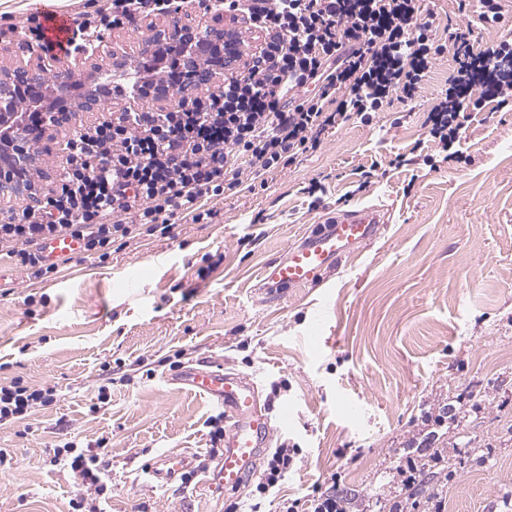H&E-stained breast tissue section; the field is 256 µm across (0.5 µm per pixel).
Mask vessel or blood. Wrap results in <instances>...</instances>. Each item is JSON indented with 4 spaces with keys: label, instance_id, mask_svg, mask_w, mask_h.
<instances>
[{
    "label": "vessel or blood",
    "instance_id": "vessel-or-blood-1",
    "mask_svg": "<svg viewBox=\"0 0 512 512\" xmlns=\"http://www.w3.org/2000/svg\"><path fill=\"white\" fill-rule=\"evenodd\" d=\"M45 35L53 43L66 42L70 22L61 15L45 13ZM383 222L379 209L355 207L337 213L328 223L317 225L300 243L289 248L281 260L267 264L259 282L264 294L282 288L310 287L322 274L342 259L350 258L374 240ZM81 251L78 240L59 237L43 245L48 261L74 258ZM180 388L203 393L224 411V453L217 465L206 470L201 487L217 486L238 491L253 472L260 450L266 447L277 427L287 425L288 412L261 405L257 384L248 377L225 371L223 365L196 363L184 366L172 379ZM191 466L190 456L179 450L167 451L147 462L145 478L165 486L184 476Z\"/></svg>",
    "mask_w": 512,
    "mask_h": 512
}]
</instances>
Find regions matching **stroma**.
Segmentation results:
<instances>
[{
	"label": "stroma",
	"mask_w": 512,
	"mask_h": 512,
	"mask_svg": "<svg viewBox=\"0 0 512 512\" xmlns=\"http://www.w3.org/2000/svg\"><path fill=\"white\" fill-rule=\"evenodd\" d=\"M440 29L468 26L476 47L500 37L458 0H420ZM452 70L436 61L415 98L372 123L329 128L321 147L264 189L226 194L206 224L73 259L35 279L0 260V384L50 386L56 402L0 426V512H68L81 491L50 465L55 446L108 438L106 512H280L283 500L337 486L352 512H388L394 468L415 453L425 412L457 423L440 452L451 476L427 478L445 512H505L512 497V109L487 104L463 130L462 160L444 161L429 114ZM404 165H395L396 155ZM381 208L376 239L315 287L262 298L255 279L314 225L353 207ZM136 287H128V279ZM250 377L291 420L272 447L296 454L262 496L160 488L140 469L178 449L210 457L221 411L168 385L170 359Z\"/></svg>",
	"instance_id": "35a3bbf8"
}]
</instances>
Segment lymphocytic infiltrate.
I'll return each mask as SVG.
<instances>
[{
  "label": "lymphocytic infiltrate",
  "mask_w": 512,
  "mask_h": 512,
  "mask_svg": "<svg viewBox=\"0 0 512 512\" xmlns=\"http://www.w3.org/2000/svg\"><path fill=\"white\" fill-rule=\"evenodd\" d=\"M220 2L263 35L246 69L170 108H129L76 130L65 144L55 196L0 222V259L44 279L58 271L37 250L48 239L75 238L86 258L103 262L115 242L171 237L176 220L201 223L226 192L254 193L279 168L316 152L327 128L354 118L369 123L392 101H412L444 54L455 66L444 102L430 114L440 151L459 147L469 112L491 100L512 105V36L479 51L468 27L438 39L432 21L419 20L416 0ZM181 7V0H108L104 6L90 0L71 20L70 49L89 46L101 31ZM477 86L483 93L475 98ZM55 400L52 388L18 380L0 385V425ZM107 445L100 439L92 452L69 442L50 463L101 496Z\"/></svg>",
  "instance_id": "1"
}]
</instances>
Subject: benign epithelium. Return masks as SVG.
<instances>
[{
  "mask_svg": "<svg viewBox=\"0 0 512 512\" xmlns=\"http://www.w3.org/2000/svg\"><path fill=\"white\" fill-rule=\"evenodd\" d=\"M238 30V21L230 15L216 13L212 20L195 25L173 21L172 25L158 29L154 35L139 44L137 52L130 54L118 51L112 43L102 40L93 47L92 53L80 54L71 59L67 56L43 54L35 62H21L7 73L0 74V200H18L35 205L41 201L35 184L29 177V169L35 163L34 145L41 141L49 130L71 128L74 109L65 103L67 80L61 78L56 86L57 108L41 113L35 131L27 133L26 123L17 119L14 108L18 98L32 102L43 98L50 87L48 75L74 61L90 64L89 79L102 82L104 73L91 60L106 56L110 59L113 72L134 75L149 67V63L165 47L178 50L183 44L194 45L196 66L183 70L174 82L167 81L146 85L141 98L154 102L174 104L188 100L193 93L213 80L214 71L224 68V42ZM108 105V97L99 90L90 91L77 105L81 112H102Z\"/></svg>",
  "mask_w": 512,
  "mask_h": 512,
  "instance_id": "7a95c632",
  "label": "benign epithelium"
}]
</instances>
